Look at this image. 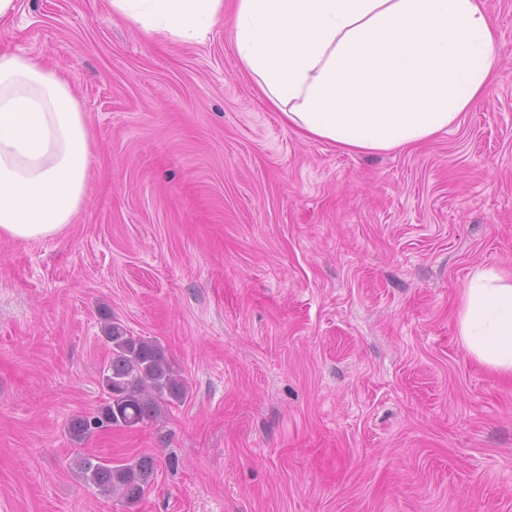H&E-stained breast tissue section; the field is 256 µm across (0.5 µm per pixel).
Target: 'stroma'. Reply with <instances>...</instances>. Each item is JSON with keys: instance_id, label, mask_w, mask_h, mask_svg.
<instances>
[{"instance_id": "obj_1", "label": "stroma", "mask_w": 512, "mask_h": 512, "mask_svg": "<svg viewBox=\"0 0 512 512\" xmlns=\"http://www.w3.org/2000/svg\"><path fill=\"white\" fill-rule=\"evenodd\" d=\"M498 78L416 150L348 153L258 95L232 25L157 43L108 0H19L0 49L57 68L90 131L73 224L0 236V512H512V381L455 310L512 270V0ZM161 342L189 396L83 442L106 317ZM151 455L129 505L77 455Z\"/></svg>"}]
</instances>
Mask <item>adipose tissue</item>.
Segmentation results:
<instances>
[{"mask_svg":"<svg viewBox=\"0 0 512 512\" xmlns=\"http://www.w3.org/2000/svg\"><path fill=\"white\" fill-rule=\"evenodd\" d=\"M151 39L198 42L224 0H109ZM236 57L305 138L364 154L421 146L490 87L500 43L483 0H235ZM90 135L68 80L0 51V235L50 237L86 190ZM460 341L512 377V276L478 268L456 313Z\"/></svg>","mask_w":512,"mask_h":512,"instance_id":"obj_1","label":"adipose tissue"}]
</instances>
